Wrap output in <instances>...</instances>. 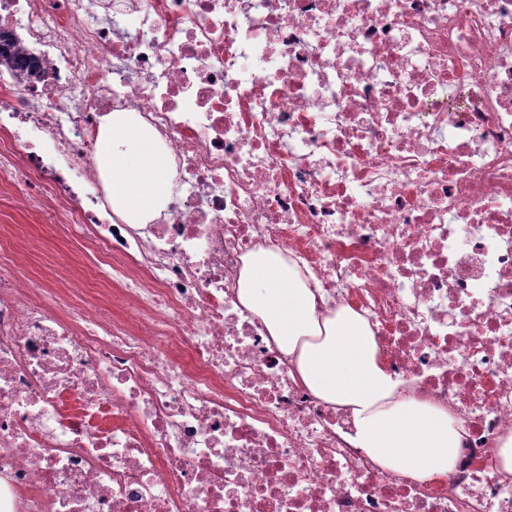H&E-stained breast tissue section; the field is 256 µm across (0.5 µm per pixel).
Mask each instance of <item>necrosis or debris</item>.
Listing matches in <instances>:
<instances>
[{
  "mask_svg": "<svg viewBox=\"0 0 512 512\" xmlns=\"http://www.w3.org/2000/svg\"><path fill=\"white\" fill-rule=\"evenodd\" d=\"M0 192L52 211L127 303L0 264V512H512V0H0ZM170 196L113 214L106 116ZM279 254L448 410L447 475L381 469L238 288ZM91 288L88 297L107 309L111 315L124 316L126 314V305L116 291L110 290V287L103 282L93 284Z\"/></svg>",
  "mask_w": 512,
  "mask_h": 512,
  "instance_id": "1",
  "label": "necrosis or debris"
}]
</instances>
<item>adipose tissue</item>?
<instances>
[{"label": "adipose tissue", "instance_id": "ef3b65f1", "mask_svg": "<svg viewBox=\"0 0 512 512\" xmlns=\"http://www.w3.org/2000/svg\"><path fill=\"white\" fill-rule=\"evenodd\" d=\"M99 142L97 160L111 187L113 213L129 224L146 223L169 192L166 156L124 112L107 117ZM238 298L293 356L302 384L323 401L349 410L353 444L377 465L416 480L447 473L460 440L452 418L447 410L404 396L371 331L351 310L318 319L314 296L301 276L263 251L246 259Z\"/></svg>", "mask_w": 512, "mask_h": 512}]
</instances>
